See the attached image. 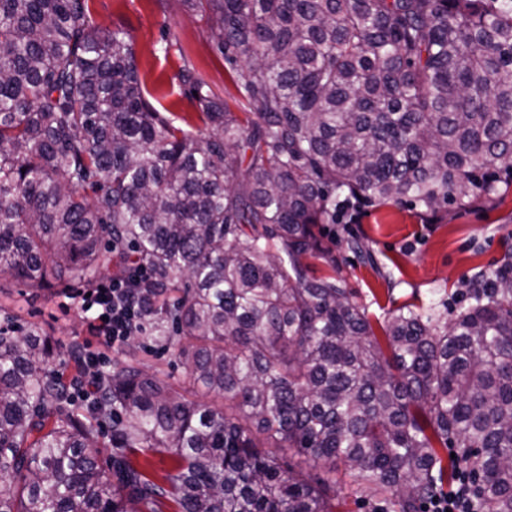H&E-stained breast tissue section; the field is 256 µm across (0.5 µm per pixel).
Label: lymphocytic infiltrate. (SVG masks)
I'll list each match as a JSON object with an SVG mask.
<instances>
[{
    "label": "lymphocytic infiltrate",
    "instance_id": "obj_1",
    "mask_svg": "<svg viewBox=\"0 0 512 512\" xmlns=\"http://www.w3.org/2000/svg\"><path fill=\"white\" fill-rule=\"evenodd\" d=\"M150 277L149 267L141 261L126 265L121 274L96 279L87 288L70 292L69 298L80 309L88 342L73 347L75 364L68 393L71 401L92 403L103 381L108 362L105 349L123 346L130 337L146 330L148 301L138 285ZM481 490L468 467L458 470L456 485L448 493L434 495L424 506V512H478Z\"/></svg>",
    "mask_w": 512,
    "mask_h": 512
}]
</instances>
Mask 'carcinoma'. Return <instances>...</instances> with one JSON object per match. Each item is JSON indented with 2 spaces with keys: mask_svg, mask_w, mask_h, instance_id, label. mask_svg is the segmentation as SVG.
I'll use <instances>...</instances> for the list:
<instances>
[{
  "mask_svg": "<svg viewBox=\"0 0 512 512\" xmlns=\"http://www.w3.org/2000/svg\"><path fill=\"white\" fill-rule=\"evenodd\" d=\"M187 2L249 106L182 70L195 134L145 99L127 26L93 25L87 0H0V276L69 288L129 243L186 367L116 361L71 409L53 337L0 330V512H334L336 482L273 448L423 512L450 447L486 512H512V270L451 319L390 311L383 347L345 280L304 264L358 204L435 214L512 186V0ZM149 452L174 460L159 479L132 459ZM279 458L285 467H291L296 471H301L312 478L317 477H331L335 476L331 472V464L329 462L319 461L313 462L306 460L303 456L298 455L295 450L289 448H273L271 449Z\"/></svg>",
  "mask_w": 512,
  "mask_h": 512,
  "instance_id": "obj_1",
  "label": "carcinoma"
}]
</instances>
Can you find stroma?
Returning <instances> with one entry per match:
<instances>
[{"mask_svg":"<svg viewBox=\"0 0 512 512\" xmlns=\"http://www.w3.org/2000/svg\"><path fill=\"white\" fill-rule=\"evenodd\" d=\"M94 24L124 23L132 30L139 74L151 104L176 125H198L197 107L180 87L178 73L190 68L233 112L245 100L230 78L214 28L187 0H88ZM442 221L426 223L411 203L366 206L348 225L324 224L320 235L332 246L337 264L307 258L311 273L338 274L372 323L387 311L414 305L422 309H455L469 302L476 275L492 276L512 261V187L484 206L450 205ZM364 240L376 265L364 264L349 247ZM36 326L62 346L83 342L85 324L75 306L66 304L61 289L32 291L21 282L0 279V327ZM133 352L148 368L182 380L185 367L176 350L159 340L155 323L124 347L108 351L109 360Z\"/></svg>","mask_w":512,"mask_h":512,"instance_id":"35a3bbf8","label":"stroma"}]
</instances>
